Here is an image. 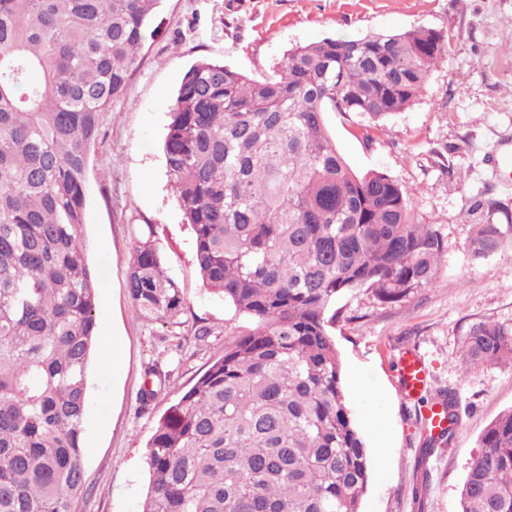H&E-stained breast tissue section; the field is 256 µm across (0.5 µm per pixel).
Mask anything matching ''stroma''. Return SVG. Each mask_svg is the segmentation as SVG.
I'll return each instance as SVG.
<instances>
[{"label": "stroma", "instance_id": "1", "mask_svg": "<svg viewBox=\"0 0 512 512\" xmlns=\"http://www.w3.org/2000/svg\"><path fill=\"white\" fill-rule=\"evenodd\" d=\"M157 21L88 160L85 242L99 271V339L84 425L87 490L75 512H142L146 443L171 402L223 355L224 329L233 323L223 300L202 284L194 234L162 150L184 73L214 59L260 77L297 44L417 26L445 34L448 48L415 104L373 132L351 112L326 113L325 121L353 170L396 178L418 219L435 221L448 249L436 286L405 301L382 304L363 289L341 296L334 335L344 374L357 379L344 391L369 453L360 512H458L482 432L512 409V361L468 372L460 358L471 324L512 326V187L489 164L498 144L512 140V0H164ZM487 223L506 226L505 245L473 259L466 248L472 229ZM147 233L182 289L186 318L210 329L205 340L134 313L126 276ZM407 350L424 358L428 394L456 392L462 426L450 448L430 456L421 453L414 405L401 394L399 358ZM155 363L170 381L144 407L139 397ZM423 480L419 507L412 489Z\"/></svg>", "mask_w": 512, "mask_h": 512}]
</instances>
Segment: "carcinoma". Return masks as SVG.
I'll use <instances>...</instances> for the list:
<instances>
[{
  "mask_svg": "<svg viewBox=\"0 0 512 512\" xmlns=\"http://www.w3.org/2000/svg\"><path fill=\"white\" fill-rule=\"evenodd\" d=\"M162 0H0V512H73L86 484L83 426L98 273L84 247L86 173L103 119ZM418 26L288 50L272 76L204 59L184 74L164 142L203 285L240 323L147 443L142 512H360L365 441L333 328L344 293L382 304L436 285L447 245L387 173H357L325 113L380 122L408 109L446 56ZM504 232L476 224L475 260ZM135 313L180 324L185 300L150 244L127 276ZM467 369L512 360V327L472 324ZM448 426L416 410L425 444ZM458 512H512V410L491 421Z\"/></svg>",
  "mask_w": 512,
  "mask_h": 512,
  "instance_id": "cac0c4a2",
  "label": "carcinoma"
}]
</instances>
